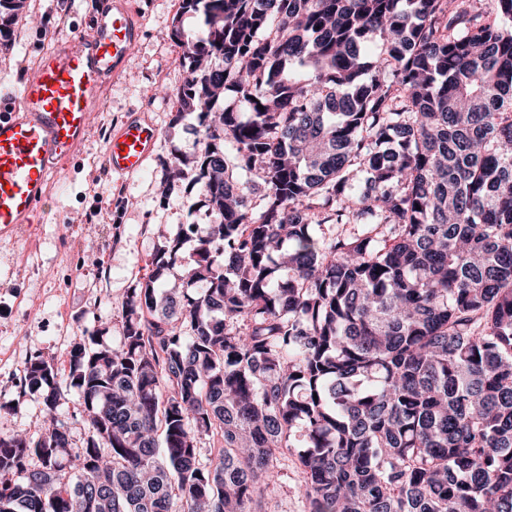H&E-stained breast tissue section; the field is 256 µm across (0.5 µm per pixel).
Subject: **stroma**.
<instances>
[{
	"label": "stroma",
	"mask_w": 512,
	"mask_h": 512,
	"mask_svg": "<svg viewBox=\"0 0 512 512\" xmlns=\"http://www.w3.org/2000/svg\"><path fill=\"white\" fill-rule=\"evenodd\" d=\"M141 38L124 74L105 86L86 142L61 175L52 177L38 224L15 238H0V435L44 429L42 393L21 390L25 362L53 359L60 375L69 352L90 330L105 344L119 342L115 322L129 288L149 273L164 237L183 224L206 234L219 218L193 205L186 191L160 200L164 163L173 150L193 151L197 122H173L172 100L155 87L184 81L181 50L168 37L179 0H133ZM29 20L13 27L0 50V89H18L39 58L65 44L84 24L89 0H26ZM131 113L144 114L158 131L157 150L140 175L105 172V137ZM274 478L260 498L262 512H307L304 476L295 459L273 462Z\"/></svg>",
	"instance_id": "obj_1"
}]
</instances>
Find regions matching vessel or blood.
Segmentation results:
<instances>
[{
    "label": "vessel or blood",
    "mask_w": 512,
    "mask_h": 512,
    "mask_svg": "<svg viewBox=\"0 0 512 512\" xmlns=\"http://www.w3.org/2000/svg\"><path fill=\"white\" fill-rule=\"evenodd\" d=\"M89 37L44 54L19 96L0 97V236L34 223L51 176L85 141L105 85L119 78L140 37L132 0H95ZM157 131L133 115L105 146L111 173L131 176L153 155Z\"/></svg>",
    "instance_id": "obj_1"
}]
</instances>
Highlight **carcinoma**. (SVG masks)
Wrapping results in <instances>:
<instances>
[{
	"label": "carcinoma",
	"instance_id": "cac0c4a2",
	"mask_svg": "<svg viewBox=\"0 0 512 512\" xmlns=\"http://www.w3.org/2000/svg\"><path fill=\"white\" fill-rule=\"evenodd\" d=\"M169 38L200 292L189 224L70 352L81 447L26 362L51 426L0 436V512H259L285 453L308 512H512V0H180Z\"/></svg>",
	"mask_w": 512,
	"mask_h": 512
}]
</instances>
